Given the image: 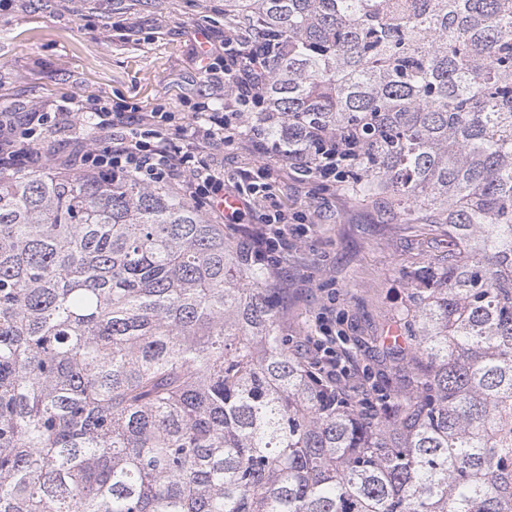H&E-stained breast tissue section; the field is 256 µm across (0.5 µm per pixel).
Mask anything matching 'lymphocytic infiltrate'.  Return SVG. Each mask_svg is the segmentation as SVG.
<instances>
[{
	"mask_svg": "<svg viewBox=\"0 0 512 512\" xmlns=\"http://www.w3.org/2000/svg\"><path fill=\"white\" fill-rule=\"evenodd\" d=\"M245 51L239 34L226 36L224 108L218 111L208 103H194L176 137L168 132L175 120L174 113L158 109L143 112L137 105L123 100L90 102L74 97L59 108L1 112L0 176H11L37 162L41 157V142L47 135L62 131L63 118L84 116L90 123L89 132L72 136L68 151L53 155L55 169L77 166L84 174L106 173L116 181L133 175L149 186L171 187L203 209L215 223H240L256 199V189L234 190L238 205L224 211L220 207L225 196L224 176L219 169L199 161L198 156L234 142L241 127V112L263 97L267 73L262 62L250 61L244 71L237 67ZM347 144L346 137L328 135L321 139L317 158L293 154L284 156L283 161L302 176L332 183L337 179L332 163L337 151ZM287 235V212L271 208L261 227L252 234L257 255L265 257L284 248Z\"/></svg>",
	"mask_w": 512,
	"mask_h": 512,
	"instance_id": "f902f5d3",
	"label": "lymphocytic infiltrate"
}]
</instances>
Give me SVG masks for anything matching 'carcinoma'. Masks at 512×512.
Listing matches in <instances>:
<instances>
[{
    "instance_id": "obj_1",
    "label": "carcinoma",
    "mask_w": 512,
    "mask_h": 512,
    "mask_svg": "<svg viewBox=\"0 0 512 512\" xmlns=\"http://www.w3.org/2000/svg\"><path fill=\"white\" fill-rule=\"evenodd\" d=\"M274 151L447 227L401 386L319 379L271 267L133 177L0 180V512H512V0H224Z\"/></svg>"
}]
</instances>
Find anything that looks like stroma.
Instances as JSON below:
<instances>
[{
	"label": "stroma",
	"instance_id": "stroma-1",
	"mask_svg": "<svg viewBox=\"0 0 512 512\" xmlns=\"http://www.w3.org/2000/svg\"><path fill=\"white\" fill-rule=\"evenodd\" d=\"M224 33V0H0V112L74 96L120 98L145 112H185L204 99L222 108V85L200 59L223 54ZM215 161L229 187L248 185L259 166L270 171L264 197L226 235L245 240L270 205L288 213V246L272 269L293 353L311 352L325 316L341 321L357 368L376 362L375 335L406 299L404 267L446 255V232L423 234L385 202L364 206L301 179L248 136Z\"/></svg>",
	"mask_w": 512,
	"mask_h": 512
}]
</instances>
